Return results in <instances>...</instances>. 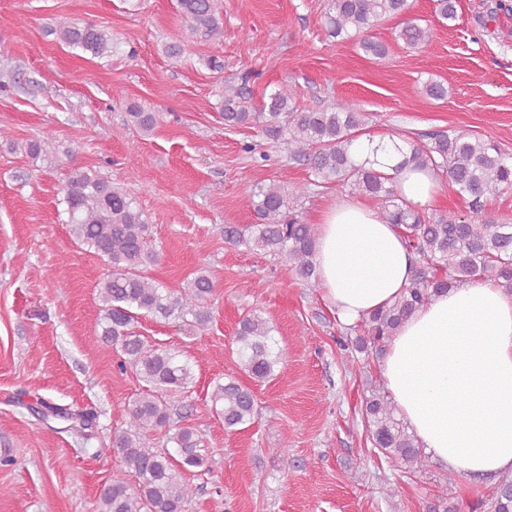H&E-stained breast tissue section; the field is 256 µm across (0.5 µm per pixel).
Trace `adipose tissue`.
<instances>
[{"label":"adipose tissue","instance_id":"adipose-tissue-1","mask_svg":"<svg viewBox=\"0 0 512 512\" xmlns=\"http://www.w3.org/2000/svg\"><path fill=\"white\" fill-rule=\"evenodd\" d=\"M409 142L361 138L356 165L396 172L409 205L439 193L432 168L402 167ZM314 263L323 298L351 327L390 305L409 286L413 256L401 231L359 199H337L315 226ZM380 374L409 431L449 472L498 479L512 475V294L473 280L433 298L391 337Z\"/></svg>","mask_w":512,"mask_h":512}]
</instances>
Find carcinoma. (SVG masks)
Listing matches in <instances>:
<instances>
[{
    "label": "carcinoma",
    "mask_w": 512,
    "mask_h": 512,
    "mask_svg": "<svg viewBox=\"0 0 512 512\" xmlns=\"http://www.w3.org/2000/svg\"><path fill=\"white\" fill-rule=\"evenodd\" d=\"M326 2L329 33L340 41H354L375 59L385 58L388 47L373 40L369 31L388 19H403L395 39L405 48L418 50L427 42L428 29L418 19L406 18L408 0ZM177 7L187 23L188 39L201 43L223 34L216 0H177ZM51 33L64 45L93 57H108L114 48L112 35L92 22L63 21ZM186 40H170L164 46L166 55L181 57ZM423 92L433 100L448 96L447 86L433 79L424 83ZM221 110L224 127L259 124L267 139L285 146L290 156L306 161L320 183L376 199L383 219L402 228L415 256L410 285L394 303L363 320L352 345L341 342V348L382 357L404 319L433 296L469 280L490 279L512 293V222L486 207L487 195L512 189V162L496 143L441 131L429 134L425 144L411 145L407 162L436 169L467 204L463 216L448 212L426 218L400 199L391 176L351 163L350 147L366 134L368 126L369 114L363 110L298 105L288 90L280 88L256 112L248 89L230 84L224 86ZM128 116L146 134L156 124L155 113L139 105L130 106ZM309 194L308 183L254 185L251 204L256 223L224 226L225 240L271 256L287 264L301 284L319 287L314 228L294 208ZM63 203L75 241L111 268L98 287L99 338L119 352L120 370L131 368L146 382L127 404L128 428L113 434L112 447L122 465L101 490L98 512H186L197 488L186 480L185 473L206 467L208 461L202 452L207 446L203 435L182 422L183 416H175L172 404L191 383L189 359L147 343L131 325L141 317H152L177 320L190 335L202 331L211 321L214 282L204 269L196 270L176 288L156 282L149 275L158 260L150 248V225L126 191L97 173L72 170ZM273 331L272 322L257 309L238 323L232 344L241 370L252 379L275 377L283 363ZM210 402L226 430L245 429L258 416L254 394L235 378L216 383ZM38 405V413L68 422L70 432L85 435L97 427V414L91 411L72 413L43 400ZM364 414L373 447L394 469L405 474L427 470L428 456L398 419L384 388L370 390ZM158 432L164 434L166 443L175 445L176 454L154 449L152 437ZM131 473L137 477L135 485L127 480ZM486 506L490 512H512V477L495 484Z\"/></svg>",
    "instance_id": "carcinoma-1"
}]
</instances>
